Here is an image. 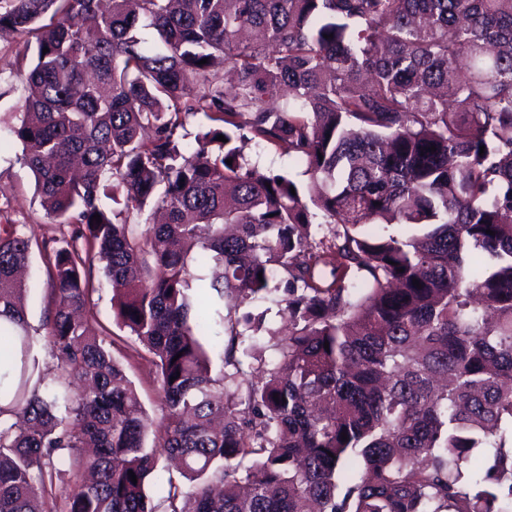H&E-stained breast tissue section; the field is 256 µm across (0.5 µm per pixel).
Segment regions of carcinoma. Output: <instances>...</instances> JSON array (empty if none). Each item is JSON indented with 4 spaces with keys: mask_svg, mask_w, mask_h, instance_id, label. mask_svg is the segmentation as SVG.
Here are the masks:
<instances>
[{
    "mask_svg": "<svg viewBox=\"0 0 512 512\" xmlns=\"http://www.w3.org/2000/svg\"><path fill=\"white\" fill-rule=\"evenodd\" d=\"M6 31L31 53L11 132L67 235L40 335L0 224V512H512V0H0ZM278 292L285 332L224 316ZM265 336L256 380L235 346ZM247 151H249L254 158L259 155L260 163L266 171L274 173L289 171L295 179L302 182L308 181V177L302 173L305 170V167L293 162L288 159V157H282L271 149L254 147L253 145L251 146V149H248ZM100 266L97 260L94 261V279L96 285L100 284V289L92 295V306L98 311L107 341H111L112 338L116 340L115 347L112 348L113 355L123 365L126 374L137 388L146 415L154 425L161 424L165 417V408L155 368L147 356L140 357L131 351L129 345L133 343V339L126 329L120 330L113 322L112 288L99 272Z\"/></svg>",
    "mask_w": 512,
    "mask_h": 512,
    "instance_id": "carcinoma-1",
    "label": "carcinoma"
}]
</instances>
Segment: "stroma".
<instances>
[{"mask_svg": "<svg viewBox=\"0 0 512 512\" xmlns=\"http://www.w3.org/2000/svg\"><path fill=\"white\" fill-rule=\"evenodd\" d=\"M24 48L23 37L0 33V193L9 201L7 216L20 224L22 232L35 242L27 276V317L32 327H39L47 305L49 285L38 250L40 243L58 236L59 229L39 203L35 180L20 156L21 143L11 134L10 128L18 122L21 106L20 84L15 77L16 63ZM98 292L92 304L106 335L116 340L114 357L123 365L128 377L137 388L145 412L154 424H161L165 417L160 384L149 358L140 357L130 349L132 342L127 331L119 329L112 318V288L103 276H96Z\"/></svg>", "mask_w": 512, "mask_h": 512, "instance_id": "35a3bbf8", "label": "stroma"}]
</instances>
